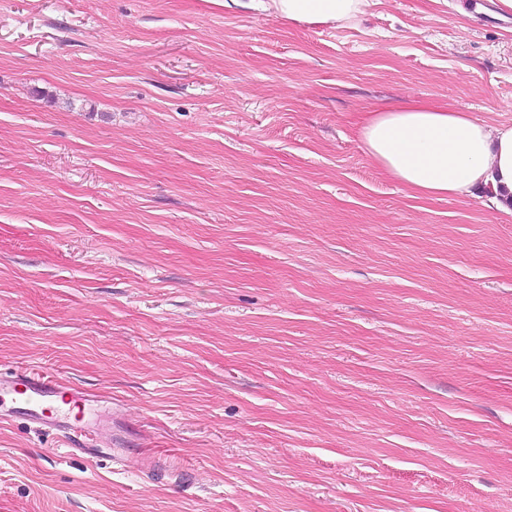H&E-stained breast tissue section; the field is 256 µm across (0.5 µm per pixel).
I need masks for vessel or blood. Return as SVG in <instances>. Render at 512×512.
<instances>
[{
    "label": "vessel or blood",
    "mask_w": 512,
    "mask_h": 512,
    "mask_svg": "<svg viewBox=\"0 0 512 512\" xmlns=\"http://www.w3.org/2000/svg\"><path fill=\"white\" fill-rule=\"evenodd\" d=\"M7 402L41 429L63 435L72 447L84 449L101 438L117 448L125 444L120 430H100L98 409L83 389L62 385L44 368L1 375L0 405Z\"/></svg>",
    "instance_id": "vessel-or-blood-1"
}]
</instances>
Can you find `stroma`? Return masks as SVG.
Here are the masks:
<instances>
[{"instance_id": "1", "label": "stroma", "mask_w": 512, "mask_h": 512, "mask_svg": "<svg viewBox=\"0 0 512 512\" xmlns=\"http://www.w3.org/2000/svg\"><path fill=\"white\" fill-rule=\"evenodd\" d=\"M411 99L512 123V26L0 0V372L159 462L0 421V512H512V218L368 161Z\"/></svg>"}]
</instances>
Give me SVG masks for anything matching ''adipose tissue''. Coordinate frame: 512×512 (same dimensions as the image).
I'll return each mask as SVG.
<instances>
[{"instance_id": "adipose-tissue-1", "label": "adipose tissue", "mask_w": 512, "mask_h": 512, "mask_svg": "<svg viewBox=\"0 0 512 512\" xmlns=\"http://www.w3.org/2000/svg\"><path fill=\"white\" fill-rule=\"evenodd\" d=\"M280 16L317 25L355 19L364 0H271ZM367 157L414 198L486 192L512 215V124L487 125L444 103L412 101L366 113L358 124Z\"/></svg>"}]
</instances>
